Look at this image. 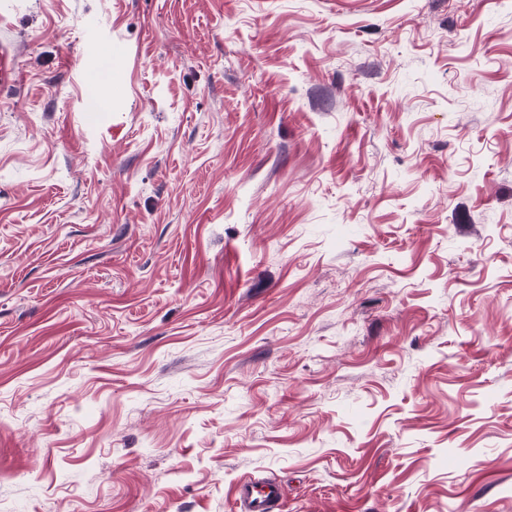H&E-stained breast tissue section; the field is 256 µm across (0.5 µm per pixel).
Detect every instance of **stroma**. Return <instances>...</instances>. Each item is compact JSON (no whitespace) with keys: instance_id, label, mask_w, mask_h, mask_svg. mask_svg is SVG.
Instances as JSON below:
<instances>
[{"instance_id":"1","label":"stroma","mask_w":512,"mask_h":512,"mask_svg":"<svg viewBox=\"0 0 512 512\" xmlns=\"http://www.w3.org/2000/svg\"><path fill=\"white\" fill-rule=\"evenodd\" d=\"M0 45V512H512V0H0ZM234 494L239 512H273L281 501V488L274 478H244Z\"/></svg>"}]
</instances>
